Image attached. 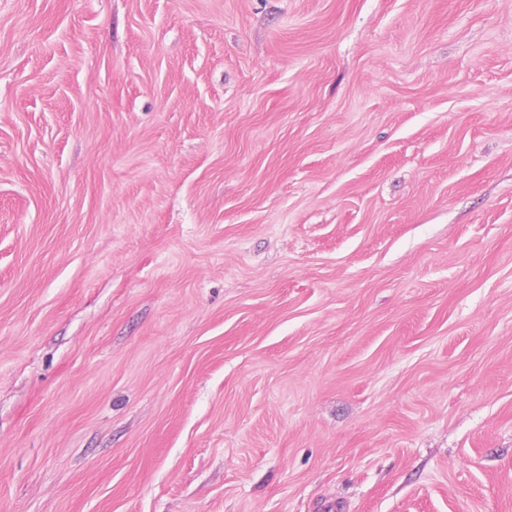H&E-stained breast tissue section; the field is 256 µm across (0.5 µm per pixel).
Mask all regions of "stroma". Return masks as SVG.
<instances>
[{
    "label": "stroma",
    "mask_w": 512,
    "mask_h": 512,
    "mask_svg": "<svg viewBox=\"0 0 512 512\" xmlns=\"http://www.w3.org/2000/svg\"><path fill=\"white\" fill-rule=\"evenodd\" d=\"M0 512H512V0H0Z\"/></svg>",
    "instance_id": "obj_1"
}]
</instances>
